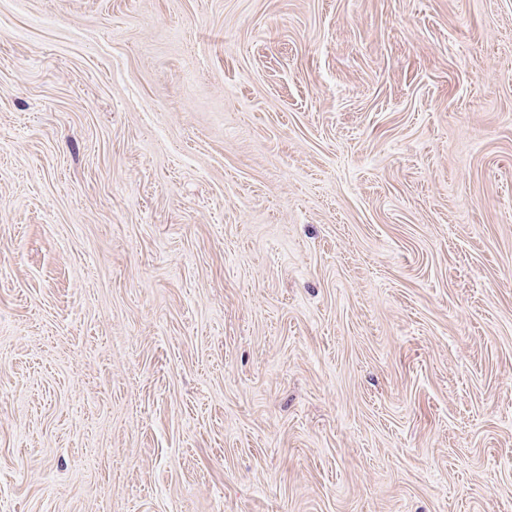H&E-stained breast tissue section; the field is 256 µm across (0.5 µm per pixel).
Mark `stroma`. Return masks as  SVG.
I'll return each instance as SVG.
<instances>
[{
  "instance_id": "stroma-1",
  "label": "stroma",
  "mask_w": 512,
  "mask_h": 512,
  "mask_svg": "<svg viewBox=\"0 0 512 512\" xmlns=\"http://www.w3.org/2000/svg\"><path fill=\"white\" fill-rule=\"evenodd\" d=\"M0 512H512V0H0Z\"/></svg>"
}]
</instances>
